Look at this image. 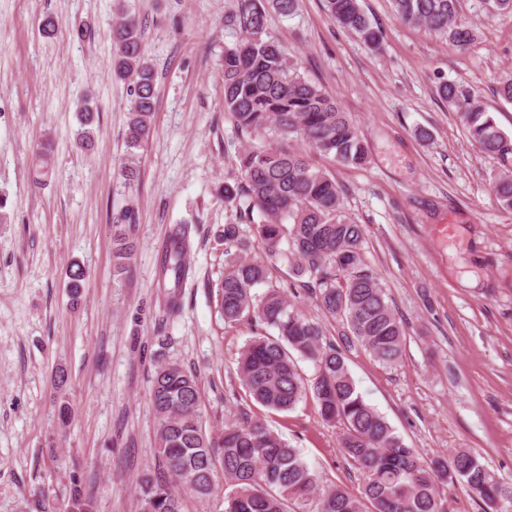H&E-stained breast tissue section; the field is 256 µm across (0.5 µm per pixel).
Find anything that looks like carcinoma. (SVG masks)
<instances>
[{"mask_svg": "<svg viewBox=\"0 0 512 512\" xmlns=\"http://www.w3.org/2000/svg\"><path fill=\"white\" fill-rule=\"evenodd\" d=\"M324 2L338 27L372 49L380 47L383 33L359 0ZM392 3L397 20L441 32L459 48L476 37L475 29L457 18L459 0ZM266 21L265 0H240L237 11L226 17L240 37L224 49V111L241 131L268 133L276 141L300 139L306 148L248 146L240 155L241 182L224 185V199L237 203L240 216L251 223L253 214L260 215L257 234L265 250L273 253L287 241L297 275L312 277L300 287L315 295L321 311L341 325V332L337 341L327 339L321 326L294 308L279 288L259 297L252 294L268 280V272L263 263L245 256L224 272L221 311L228 323L248 317L277 332L251 340L241 352L239 376L249 394L281 412L311 396L325 422L343 426L340 452L361 471L364 483L358 497L339 485H321L299 449L254 416L248 405L237 408L222 436L210 438L200 419L197 375L167 361L155 372L150 403L158 419L156 453L171 482L142 475L141 512H183L178 487L209 500L218 470L227 486L221 512H288L291 502H313L316 512H446L438 487L447 482L465 485L487 506L512 502V482L498 478L476 455L457 450L423 459L357 391L345 349L357 342L382 364L395 366L405 349V324L389 303L380 277L365 264L362 225L343 213L340 186L312 163L310 154L361 167L369 162V152L337 100L298 74L279 41L265 34ZM111 40L113 76L132 83L126 146L138 149L152 129L156 74L135 18L118 16ZM438 92L457 113L467 138L499 162L493 193L501 206L512 209V137L469 87L443 80ZM224 243L244 253L252 247L237 224L224 225ZM189 245L188 225H176L161 262L162 276L170 277L175 288L187 276ZM133 253L128 230L115 225L114 269L126 271ZM299 359L313 364V377H303ZM92 485L91 480L74 484L60 512H96Z\"/></svg>", "mask_w": 512, "mask_h": 512, "instance_id": "1", "label": "carcinoma"}]
</instances>
